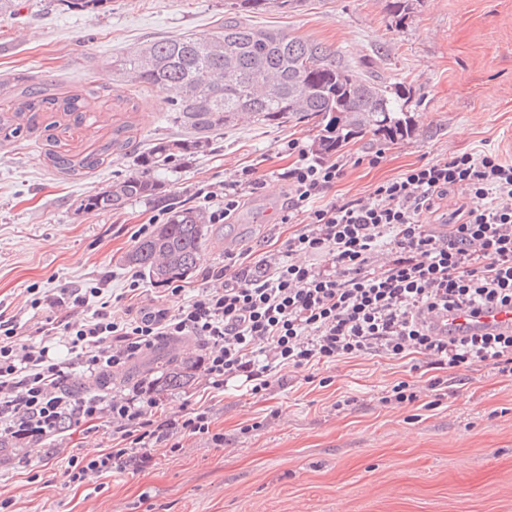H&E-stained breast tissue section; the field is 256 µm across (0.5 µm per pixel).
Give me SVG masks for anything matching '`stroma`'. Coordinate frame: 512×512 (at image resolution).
Listing matches in <instances>:
<instances>
[{"label": "stroma", "mask_w": 512, "mask_h": 512, "mask_svg": "<svg viewBox=\"0 0 512 512\" xmlns=\"http://www.w3.org/2000/svg\"><path fill=\"white\" fill-rule=\"evenodd\" d=\"M225 0H110L103 12L78 14L57 0H16L0 17V114L18 107L17 86L33 80L49 92H92L91 110L76 123L60 112H38L29 130L0 127V305L23 332L34 329L28 288L51 300L104 284L121 309L129 268L124 255L156 208L146 200L118 211L80 209L79 201L134 169L137 153L156 139L177 137L158 92L124 100L112 59L143 43L185 33L210 34L224 24ZM252 23L330 46L344 64L379 83L412 86L406 105L410 138L382 145L372 135L340 147L343 156L380 152L374 167H346L326 194L330 201L368 196L404 170L448 152L485 149L512 161V0H413L395 26L389 0H300L272 6ZM133 124L127 153L111 155L86 175L68 177L46 158L54 150L76 158L99 151L112 131ZM315 120L226 126L205 152L160 178L176 203L198 207L197 189L263 175L232 223L207 231L188 288L229 254L277 249L295 230L278 221L286 186L278 171L296 142L318 148ZM198 358L200 342L162 340L112 378L123 388L152 371L156 352ZM445 396L434 403L430 376L379 356L291 371L267 394L228 389L207 396L200 379L163 394L165 410L189 401L209 406L223 446L186 438L176 453L157 448L155 465L76 486L62 459L112 445V427H81L30 448L0 452V501L9 512H512V377L488 366L442 370ZM413 383L414 404H382L387 390Z\"/></svg>", "instance_id": "35a3bbf8"}]
</instances>
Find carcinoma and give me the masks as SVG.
Segmentation results:
<instances>
[{"label":"carcinoma","mask_w":512,"mask_h":512,"mask_svg":"<svg viewBox=\"0 0 512 512\" xmlns=\"http://www.w3.org/2000/svg\"><path fill=\"white\" fill-rule=\"evenodd\" d=\"M67 10L96 14L110 0H60ZM299 0H233L222 30L209 35L180 34L144 44L112 60L113 69L127 85L166 94L170 120L185 129L179 138H159L135 157V171L80 200L82 210L112 211L137 199L149 200L166 211L168 219L138 239L125 262L139 269L155 285L191 278L207 234L203 212L182 208L166 193L158 174L205 151L213 134L240 120L281 124L319 118L323 124L319 146H342L368 132L384 145L413 132L404 110L411 92L401 85L378 84L362 77L336 58V50L292 37L281 30L241 21L274 3L286 9ZM19 112L0 118L14 126L23 112L56 111L79 122L89 101L82 94L54 97L40 83L24 86ZM128 128L118 127L98 153L75 161L57 152L49 163L67 175L96 169L101 155L130 148ZM160 364V391L187 387L196 370L191 359L166 355Z\"/></svg>","instance_id":"cac0c4a2"}]
</instances>
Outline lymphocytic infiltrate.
Returning a JSON list of instances; mask_svg holds the SVG:
<instances>
[{
    "instance_id": "f902f5d3",
    "label": "lymphocytic infiltrate",
    "mask_w": 512,
    "mask_h": 512,
    "mask_svg": "<svg viewBox=\"0 0 512 512\" xmlns=\"http://www.w3.org/2000/svg\"><path fill=\"white\" fill-rule=\"evenodd\" d=\"M296 161L283 173L288 192L281 221L299 223L276 253L254 266L227 257L177 309L111 314L102 289L75 293L91 307L86 318L50 311L33 336L0 308V440L28 447L60 432L61 416L95 429L112 424L115 446L69 456L64 473L82 485L114 472L136 474L154 464L152 451L181 448L185 437L212 432L208 408L163 415L152 381L119 395L92 392L73 398L69 374L101 378L124 369L156 342L199 338L206 390L220 393L237 381L251 394L267 391L286 368L329 366L362 355L423 356L439 369L488 366L512 376V330H480L459 337L441 333L438 313L473 315L512 308V162L499 154L450 152L408 168L375 186L368 197L345 203L325 195L343 174L335 149L308 151L291 143ZM262 177L240 176L223 192L201 187L197 196L212 224L231 220ZM458 193L466 204L446 230L435 228L439 202ZM61 346L64 357L51 355Z\"/></svg>"
}]
</instances>
